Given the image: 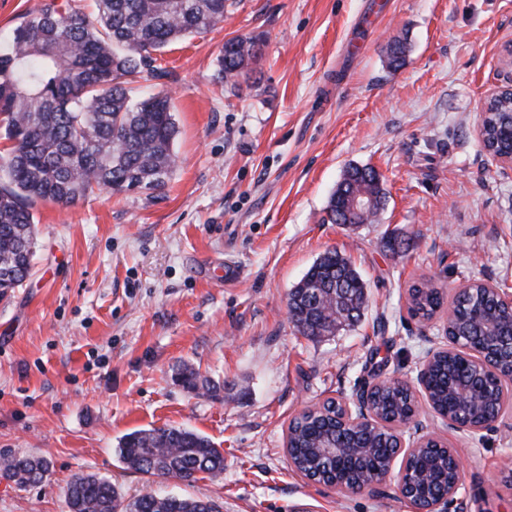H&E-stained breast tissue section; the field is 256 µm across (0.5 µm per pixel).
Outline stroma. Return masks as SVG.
<instances>
[{
	"label": "stroma",
	"instance_id": "stroma-1",
	"mask_svg": "<svg viewBox=\"0 0 512 512\" xmlns=\"http://www.w3.org/2000/svg\"><path fill=\"white\" fill-rule=\"evenodd\" d=\"M260 37L249 82H215L225 41ZM406 41L403 66L387 47ZM512 0H232L223 23L158 56L136 92L171 94L177 166L164 192L40 202L31 277L0 300V451L46 457L48 477L0 478V512H69L74 475L208 498L222 512H413L385 494L343 496L288 462L290 421L376 377L415 376L442 317L407 311L420 280L446 298L477 279L512 292V167L476 132L484 99L512 85ZM381 176L371 224H333L348 165ZM399 246L388 250L387 237ZM367 281L362 318L309 339L288 292L324 251ZM192 366L214 396L178 385ZM188 428L224 452V472L146 478L119 459L135 430ZM464 465L451 512H512L501 467L512 420L449 432Z\"/></svg>",
	"mask_w": 512,
	"mask_h": 512
}]
</instances>
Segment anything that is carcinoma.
I'll return each mask as SVG.
<instances>
[{"mask_svg": "<svg viewBox=\"0 0 512 512\" xmlns=\"http://www.w3.org/2000/svg\"><path fill=\"white\" fill-rule=\"evenodd\" d=\"M227 0H95V14L80 0H43L11 32L0 37V128L9 142L0 164V296L21 287L33 270L34 205L72 204L101 190L122 194L163 190L177 165L173 150L178 128L166 92L134 100L131 84L146 73L161 79L153 54L189 36L208 32L224 21ZM408 44L389 47L390 64L402 65ZM262 57L255 38L224 43L217 81L236 87L248 66ZM488 144L512 147V100H497L489 116ZM374 199L373 210L356 217L375 221L385 193L370 167L350 166L328 204L334 224L347 221L351 198ZM482 285L454 298L452 325L459 341L477 334L470 313L480 306ZM368 298L367 283L350 258L335 249L320 255L288 293L290 322L308 338L328 336L346 321L360 320ZM408 313L432 319L444 305V293L429 281L412 284ZM461 375L455 357L436 359L430 374L435 404L448 409V386ZM176 380L187 391L209 394L220 385L184 367ZM490 389L475 393L464 417L479 424L491 417ZM375 405L385 417L411 410L402 389H387ZM294 463L311 469L307 450L336 431L319 433L313 422L294 425ZM123 463L149 477L195 481L224 472V453L208 437L174 426L137 430L118 445ZM45 457L0 453V475L19 486L41 483L49 474ZM70 512H218L210 499L159 495L151 489L126 503L111 482L94 475L74 477L67 485Z\"/></svg>", "mask_w": 512, "mask_h": 512, "instance_id": "1", "label": "carcinoma"}]
</instances>
